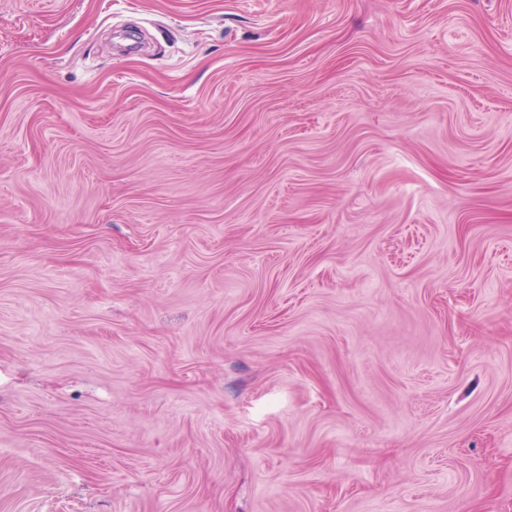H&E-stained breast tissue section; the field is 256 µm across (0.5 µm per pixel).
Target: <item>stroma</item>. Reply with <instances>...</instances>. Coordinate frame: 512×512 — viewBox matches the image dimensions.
<instances>
[{
	"instance_id": "35a3bbf8",
	"label": "stroma",
	"mask_w": 512,
	"mask_h": 512,
	"mask_svg": "<svg viewBox=\"0 0 512 512\" xmlns=\"http://www.w3.org/2000/svg\"><path fill=\"white\" fill-rule=\"evenodd\" d=\"M0 512H512V0H0Z\"/></svg>"
}]
</instances>
